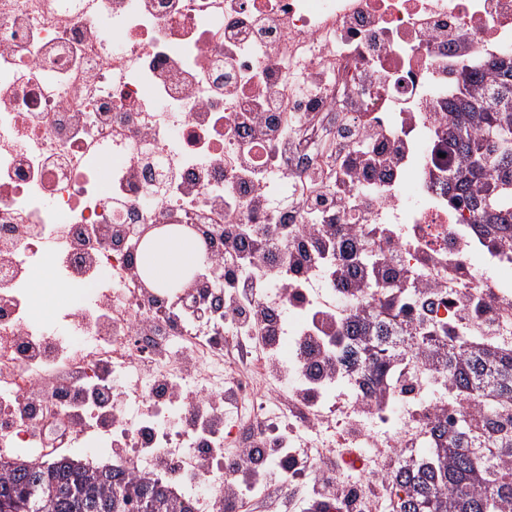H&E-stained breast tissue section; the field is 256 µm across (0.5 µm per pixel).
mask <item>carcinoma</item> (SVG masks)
<instances>
[{"label":"carcinoma","instance_id":"cac0c4a2","mask_svg":"<svg viewBox=\"0 0 512 512\" xmlns=\"http://www.w3.org/2000/svg\"><path fill=\"white\" fill-rule=\"evenodd\" d=\"M441 152L456 166L448 197L475 224L496 232L487 246H512V53L484 68L461 69L458 95L448 100ZM363 285L374 304L332 335L359 365L362 395L394 401L403 374L404 339L421 364L449 386L451 416L430 423L428 453L393 466L390 512H512V350L496 345L490 304L469 299L460 319H419L394 328L387 316L408 314L416 289L400 281L376 251L363 258ZM191 512L165 486L68 456L48 461L0 460V512Z\"/></svg>","mask_w":512,"mask_h":512}]
</instances>
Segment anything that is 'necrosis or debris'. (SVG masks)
Returning a JSON list of instances; mask_svg holds the SVG:
<instances>
[{
    "label": "necrosis or debris",
    "mask_w": 512,
    "mask_h": 512,
    "mask_svg": "<svg viewBox=\"0 0 512 512\" xmlns=\"http://www.w3.org/2000/svg\"><path fill=\"white\" fill-rule=\"evenodd\" d=\"M266 11L273 25L262 24ZM510 51L512 0H0V447L42 459L59 455L60 434L76 446L119 437L127 452L113 469L150 474L165 455L177 465L161 477L173 495L192 512H223L231 491L257 502V473L277 460L262 455L256 472H241L211 447L284 428L289 489L338 484L344 512H385L374 487L429 416L450 409L431 375L413 370L390 406L364 399L346 365L311 381L307 354L335 356L336 344L304 342V304L275 288L264 302L288 334L266 344L238 333L236 304L218 288L205 319L172 317L181 297L143 287L130 233L205 224L202 250L223 256L224 227L239 221L225 194L248 201L251 177L275 179L284 161L288 207L258 211L257 223L297 228L308 210L330 234L381 225L378 247L436 284L416 314L458 317L460 293L480 295L510 348L512 285L499 274L512 271V248H486L449 202L450 165L433 154L462 66ZM298 71L320 89L298 94ZM258 78L278 103L269 125L288 134L278 160L251 132L224 137L257 109L225 90ZM364 129L383 132L381 151L401 160L372 174L389 193L359 213L336 200L337 153L316 146H356ZM427 249L464 257L456 284L423 262ZM46 272L82 291L51 323L35 317L32 296ZM311 293L344 321L367 304L329 281ZM174 376L190 388L181 403ZM218 391L229 404L204 414Z\"/></svg>",
    "instance_id": "4bbe7bcc"
}]
</instances>
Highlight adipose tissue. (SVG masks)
Wrapping results in <instances>:
<instances>
[{
  "label": "adipose tissue",
  "mask_w": 512,
  "mask_h": 512,
  "mask_svg": "<svg viewBox=\"0 0 512 512\" xmlns=\"http://www.w3.org/2000/svg\"><path fill=\"white\" fill-rule=\"evenodd\" d=\"M204 260L203 250L187 235L155 237L140 254L141 265L158 284L177 279L187 269L201 267Z\"/></svg>",
  "instance_id": "ef3b65f1"
}]
</instances>
